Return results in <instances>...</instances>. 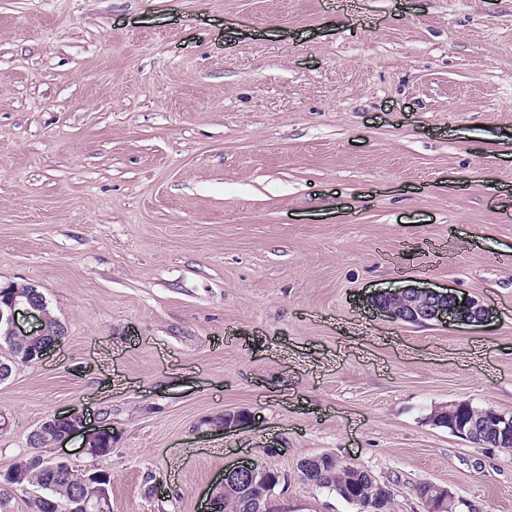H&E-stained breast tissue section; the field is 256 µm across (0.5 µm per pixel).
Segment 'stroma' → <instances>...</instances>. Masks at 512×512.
Returning a JSON list of instances; mask_svg holds the SVG:
<instances>
[{
  "label": "stroma",
  "mask_w": 512,
  "mask_h": 512,
  "mask_svg": "<svg viewBox=\"0 0 512 512\" xmlns=\"http://www.w3.org/2000/svg\"><path fill=\"white\" fill-rule=\"evenodd\" d=\"M512 0H0V285L65 328L0 381V473L46 418L107 416L112 512H200L226 465L271 512H357L332 453L512 512V454L433 426L512 415ZM469 296L396 323L373 294ZM227 410L229 432L200 421ZM372 307L384 316L403 323H482L488 309L478 301L452 293L427 288H410L398 292H381L371 298Z\"/></svg>",
  "instance_id": "obj_1"
}]
</instances>
